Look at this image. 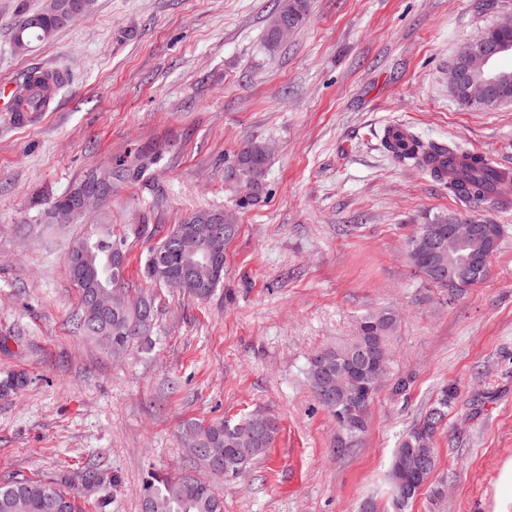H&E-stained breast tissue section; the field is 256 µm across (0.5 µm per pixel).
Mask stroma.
<instances>
[{
  "label": "stroma",
  "mask_w": 512,
  "mask_h": 512,
  "mask_svg": "<svg viewBox=\"0 0 512 512\" xmlns=\"http://www.w3.org/2000/svg\"><path fill=\"white\" fill-rule=\"evenodd\" d=\"M484 2L310 0L300 31L271 50L280 0H96L19 52L9 20L46 0H0V83L38 67L66 77L48 111L0 112V378L28 377L0 396V481L58 483L80 512H141L148 472H185L184 423L262 412L279 423L272 447L234 482L210 479L224 512H359L368 500L396 512L392 453L454 383L436 467L405 512H512V208L462 200L383 146L401 124L512 166V101L465 106L448 87L462 45L512 13V0ZM253 142L272 155L242 210L224 168ZM150 148L161 159L147 179L115 185L75 223L41 222L88 172ZM199 210L237 226L207 300L143 275L149 247ZM448 213L504 229L486 280L456 298L406 258L417 228ZM103 218L149 227L128 241L125 280L159 312L150 341L121 356L74 327L67 253ZM387 307L399 314L389 373L340 453L306 365Z\"/></svg>",
  "instance_id": "stroma-1"
}]
</instances>
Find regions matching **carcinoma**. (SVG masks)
<instances>
[{"mask_svg":"<svg viewBox=\"0 0 512 512\" xmlns=\"http://www.w3.org/2000/svg\"><path fill=\"white\" fill-rule=\"evenodd\" d=\"M309 11V0H283L280 9L270 20L266 43L275 49L280 45L275 21L290 22L293 28L300 29ZM64 26L58 18L48 16L44 10L29 11L21 8L12 20L13 42L20 50H27L32 42L51 39ZM486 39L500 59L512 54V30L490 27L484 31ZM491 70L500 75L494 86L495 94L501 101H512V68ZM411 147L407 150L395 148L388 139H383L384 148L396 159L411 163L428 172L439 181H448V190L455 196L473 202L504 205L512 201V176L500 177L489 172L482 156L470 154L457 160L461 148L455 145H439L421 139L414 131H408ZM159 156L152 158L139 154L134 159L125 157L114 162L112 180L120 183L141 181L151 173L152 165ZM269 160V149L262 143H252L239 151L234 158L238 182L252 185L249 194L240 197L238 206L246 208L259 199L263 190ZM77 214L69 209L68 197L61 195L53 201L45 212V220L52 223H68ZM219 217L213 213H196L173 225L168 234L148 249L144 274L147 279L167 284L176 275L183 260L184 246L192 239H201L204 231L218 223ZM457 220V215L439 216L432 224H423L407 242V259L415 271L425 280L443 288L430 271L431 257L419 248L422 239L448 230V223ZM128 235H117L103 227L94 234L77 241L68 256L77 253L86 255L93 261L104 291L110 296L111 310L118 313L119 324L123 328L142 323L138 311L125 308L123 301L124 276L127 262L114 264L110 256L115 245L127 250ZM471 243H465L456 255V261L463 267L461 274L454 277L448 286L451 293H462L485 280L486 275H477L478 265L473 263ZM398 314L391 309H383L363 318L350 341L342 346L327 349L312 356L306 374L320 404L335 418L342 437L338 439L337 451L343 452L352 447L366 430L367 415L352 410L343 401H328L323 392L332 384L336 367L343 360L368 343V337H380L387 341L396 331ZM77 329L102 343L112 336V316L95 309L93 300L86 293H79V313L76 317ZM26 385L22 374H12L0 381V394L17 392ZM457 387L448 384L441 388L433 406L426 412L422 422L412 428L401 440L390 460L387 481L396 505L403 509L415 499L426 485L436 465L433 441L443 425L448 409L457 400ZM249 417L236 421L217 420L207 423L194 422L187 426L186 441L189 447L198 452L193 461L201 471L234 479L252 461L263 456L272 447L279 428L275 419L261 429H253L248 424ZM424 453L429 465L418 482L409 486L403 481L406 462L414 453ZM142 512H224V500L206 481L195 477L172 478L152 472L142 481L139 488ZM0 512H78L73 498L56 483L29 478H13L0 483Z\"/></svg>","mask_w":512,"mask_h":512,"instance_id":"carcinoma-1","label":"carcinoma"}]
</instances>
